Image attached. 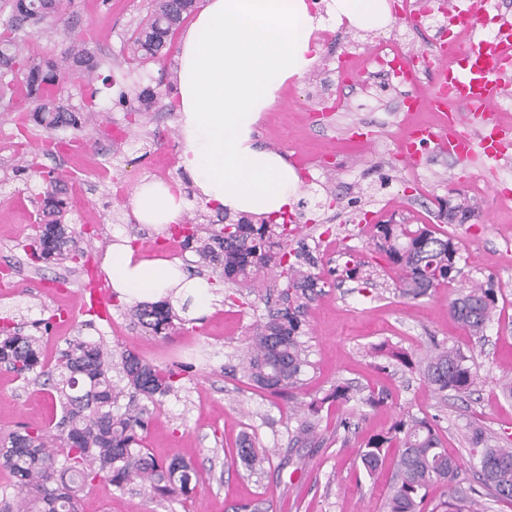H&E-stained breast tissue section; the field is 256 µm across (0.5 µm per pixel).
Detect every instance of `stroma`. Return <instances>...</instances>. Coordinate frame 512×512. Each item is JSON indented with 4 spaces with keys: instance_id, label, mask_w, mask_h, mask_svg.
<instances>
[{
    "instance_id": "stroma-1",
    "label": "stroma",
    "mask_w": 512,
    "mask_h": 512,
    "mask_svg": "<svg viewBox=\"0 0 512 512\" xmlns=\"http://www.w3.org/2000/svg\"><path fill=\"white\" fill-rule=\"evenodd\" d=\"M329 2L315 0L312 12L323 18L325 28L336 31L335 40L320 43L313 68L281 87L257 135L261 147L286 157L301 154L311 165L299 174L298 196L308 205L293 212L299 228L289 236L287 250L313 257L324 281L302 312L301 340L309 362L303 383L284 397L257 388L241 370L256 323L283 305L279 289L239 295L233 284H221L218 273L199 269L193 249L174 239L167 259L218 283V299L210 311L193 315L184 328L161 337L131 320L128 301L117 297L107 320L75 310L72 295L83 282L80 265L26 262L22 246L38 222L36 200L47 184L40 176H14L23 150L12 143L13 115L7 101L0 100V268L10 269L12 284L9 295H0V317L27 334L33 321H49L50 329L40 334L49 362L66 340L99 337L113 358L129 349L179 372L177 391L152 413L144 446L157 460L182 458L202 474L194 492L167 499L138 490L121 494L101 481L82 494L78 512H238L246 504L273 512H386L398 449H386L383 465L372 477L362 468L359 452L396 420H435L465 485L476 481L467 425L480 427L500 443L512 442V401L498 387L500 380L512 377V202L498 200L497 177L475 165L460 168L429 152L413 169L397 157L393 136L404 131L405 119L424 124L432 115L406 114L396 91L370 86L372 109H358L351 94L342 108L325 115L328 95L338 82V60L346 52L367 60L380 41L402 37L412 48L429 50L431 61L439 59L437 46L413 32L401 8H394L385 28L363 32L339 27ZM154 7L155 0H60L66 26L28 45L34 57L56 59L70 42L88 40L103 62L102 78L93 85L69 78L58 86L59 98L75 109L96 96L99 108L85 114L84 136L78 139L73 130H65L64 138L75 141L73 150L38 157L43 172L63 181V222L80 229L77 249L97 260L119 235L141 256L154 257L158 235L138 223L131 207L142 181L180 183L189 198L186 217L194 223L211 224L224 216L223 210L194 197L192 182L179 167L182 144L177 113L169 104L175 99L181 31H174L160 59L139 64L129 57L128 38ZM106 76L111 84H103ZM146 87L155 89L154 100H139ZM122 93L127 96L123 104L118 101ZM130 107L143 111L138 126L126 121ZM112 125L125 128V136L102 140L101 130ZM458 205L468 207L469 217L449 219V207ZM367 214L378 222L430 225L453 238L463 281L494 279L501 314L485 338L471 336L451 317L448 303L456 296L455 287L407 299L384 274L369 284L336 278V270L350 257L380 268L387 264L366 243L361 220ZM382 344L415 361L437 346L459 348L477 376L475 392L463 400L438 395L417 368L376 353ZM339 384L350 385L355 400L326 401ZM372 393L385 394L384 403L363 405L362 397ZM317 399L324 402L316 417L322 444L303 449L304 463L297 468L288 462V442L297 426L294 409ZM60 416L50 388L22 381L0 366V436L25 427L44 430ZM346 421L351 424L347 430L342 427ZM245 434L266 449L269 463L252 470L234 464L237 442Z\"/></svg>"
}]
</instances>
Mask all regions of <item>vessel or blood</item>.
Here are the masks:
<instances>
[{
  "mask_svg": "<svg viewBox=\"0 0 512 512\" xmlns=\"http://www.w3.org/2000/svg\"><path fill=\"white\" fill-rule=\"evenodd\" d=\"M481 8H472L462 18L470 40L448 47L452 64H439L432 73L429 88L419 94L418 107L438 112L441 121L430 136H423L418 127L407 132L401 157L417 165V141H426L428 148L449 153L456 161L470 163L481 159L485 166L495 167L503 150L495 136L486 135L475 124L477 118L495 119L496 108L503 98L512 96V22L503 21L495 41H487L479 33ZM74 298L78 308L106 313L112 297L104 280L92 288L78 289Z\"/></svg>",
  "mask_w": 512,
  "mask_h": 512,
  "instance_id": "vessel-or-blood-1",
  "label": "vessel or blood"
}]
</instances>
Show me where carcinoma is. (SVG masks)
<instances>
[{"mask_svg":"<svg viewBox=\"0 0 512 512\" xmlns=\"http://www.w3.org/2000/svg\"><path fill=\"white\" fill-rule=\"evenodd\" d=\"M197 0H157L149 18L140 22L129 38L134 62L153 60L167 46L169 36L195 9ZM66 23L57 0H0V97L14 93L16 81L26 94L14 111L29 112L46 129L70 127L83 132L80 116L58 102L56 87L66 72L82 78L99 76L101 61L85 44L74 42L61 52V62L34 61L23 53L28 39ZM43 217L54 215L60 205L56 195L60 181L50 178ZM286 224H252L245 220L224 224L207 238L190 236L185 246L195 245L202 266L220 265L224 279L258 289L267 279L282 280L284 300L290 292L311 298L319 278L292 264H283L288 251ZM372 241L397 270L396 288L402 296L417 299L442 285L456 281L458 248L452 238L426 226L375 224ZM68 228L54 220L32 237L27 256L32 261L69 258ZM498 291L493 281L458 287L449 303L453 317L476 336L483 335L497 310ZM132 313L137 322L155 334L174 326L177 319L167 302L139 303ZM299 307L285 306L257 324L251 350L243 364L245 375L259 388L284 395L301 381L308 366L300 341ZM0 362L26 382L43 381L58 396L62 415L56 433L25 429L0 442V468L14 478V493H0V512H77L80 494L98 481L117 491L143 489L170 498L191 493L200 482L195 466L183 459L159 462L143 445L148 404L177 391L178 374L160 370L135 352L121 355V380L112 381V351L100 339L78 338L67 342L57 364L49 368L40 356L39 339L24 336L5 324L0 326ZM425 381L444 396L452 391L462 398L471 395L477 378L467 356L453 347H439L422 365ZM127 403L119 406V401ZM391 432L398 435L401 452L390 487L388 512H424L430 489H445L442 512H491L490 503L512 501V447L491 445L484 431L470 427L472 455L479 466L480 488L463 487L459 465L443 447L435 423L427 419L398 420ZM392 438L376 435L360 453L361 463L373 474ZM320 445L316 424L299 421L289 447ZM265 450L253 447L249 436L241 438L235 462L252 469L265 460Z\"/></svg>","mask_w":512,"mask_h":512,"instance_id":"carcinoma-1","label":"carcinoma"}]
</instances>
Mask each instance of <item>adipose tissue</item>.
I'll list each match as a JSON object with an SVG mask.
<instances>
[{"mask_svg": "<svg viewBox=\"0 0 512 512\" xmlns=\"http://www.w3.org/2000/svg\"><path fill=\"white\" fill-rule=\"evenodd\" d=\"M331 12L368 30L392 20L389 0H331ZM321 20L307 0H207L184 32L178 53L180 167L199 197L232 214L282 223L297 201L299 177L284 157L260 147L264 112L291 77L317 60L312 38ZM139 223L166 230L187 207L180 189L155 180L137 188ZM103 268L126 300L170 297L209 309L213 286L188 277L176 260L141 257L128 239L113 243Z\"/></svg>", "mask_w": 512, "mask_h": 512, "instance_id": "ef3b65f1", "label": "adipose tissue"}]
</instances>
